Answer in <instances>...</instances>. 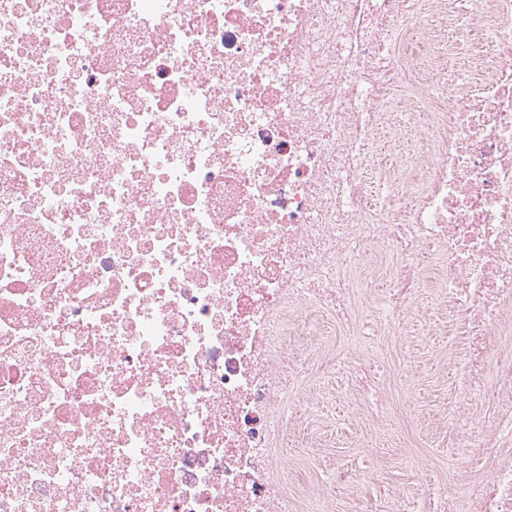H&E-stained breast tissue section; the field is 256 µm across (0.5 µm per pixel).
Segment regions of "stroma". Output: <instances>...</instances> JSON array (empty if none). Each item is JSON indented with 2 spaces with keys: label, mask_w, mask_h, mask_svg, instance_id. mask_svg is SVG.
I'll list each match as a JSON object with an SVG mask.
<instances>
[{
  "label": "stroma",
  "mask_w": 512,
  "mask_h": 512,
  "mask_svg": "<svg viewBox=\"0 0 512 512\" xmlns=\"http://www.w3.org/2000/svg\"><path fill=\"white\" fill-rule=\"evenodd\" d=\"M465 344L451 325L411 358H403L394 347L380 351L382 366L394 367L406 378L392 393L401 429L397 435H375L366 416H352L348 373L306 380V387L319 393L320 404L303 415L300 429L326 438L328 445L292 447L289 455L300 456L304 469L315 475L339 460L356 466L372 463L369 477L377 489L407 486L405 461L415 457L423 462L424 477L445 479L449 496L470 494V486L458 482L457 476L465 469L469 446L478 444L482 430L494 424L497 414L461 367ZM447 402L464 407V415L449 416L446 426L432 427L435 413Z\"/></svg>",
  "instance_id": "obj_1"
}]
</instances>
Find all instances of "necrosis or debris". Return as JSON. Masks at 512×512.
Instances as JSON below:
<instances>
[{"instance_id": "4bbe7bcc", "label": "necrosis or debris", "mask_w": 512, "mask_h": 512, "mask_svg": "<svg viewBox=\"0 0 512 512\" xmlns=\"http://www.w3.org/2000/svg\"><path fill=\"white\" fill-rule=\"evenodd\" d=\"M447 319L471 495L282 481L304 378L394 420ZM508 333L512 0H0V512H512Z\"/></svg>"}]
</instances>
